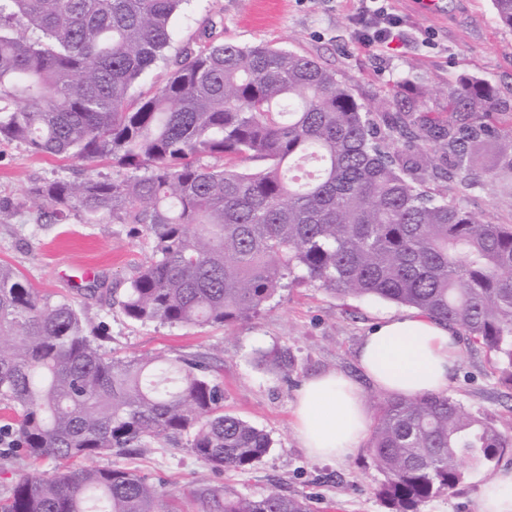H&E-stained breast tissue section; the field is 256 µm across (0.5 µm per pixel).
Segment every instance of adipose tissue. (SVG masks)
Wrapping results in <instances>:
<instances>
[{"label": "adipose tissue", "mask_w": 512, "mask_h": 512, "mask_svg": "<svg viewBox=\"0 0 512 512\" xmlns=\"http://www.w3.org/2000/svg\"><path fill=\"white\" fill-rule=\"evenodd\" d=\"M459 338L419 310L384 317L367 332L357 353L362 381L338 372L312 377L300 388L295 428L306 454L344 460L356 453L371 425L364 384L414 398L447 392ZM478 512H512V467L483 483Z\"/></svg>", "instance_id": "adipose-tissue-1"}]
</instances>
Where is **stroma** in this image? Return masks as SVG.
<instances>
[{
	"label": "stroma",
	"mask_w": 512,
	"mask_h": 512,
	"mask_svg": "<svg viewBox=\"0 0 512 512\" xmlns=\"http://www.w3.org/2000/svg\"><path fill=\"white\" fill-rule=\"evenodd\" d=\"M391 4L409 27L390 47L374 49L358 45L352 36L349 17L356 0H186L172 22L164 59L140 76L130 95H149L165 83L210 25L220 42L269 44L319 59L372 112L389 93L404 97L414 86L423 90L428 108H444L449 92L465 78L489 83L498 100L512 105V28L498 24L492 0H445L446 10L438 17L423 13L417 0ZM86 174L121 180L130 172L107 160H62L0 143V200L15 205L8 222L0 224V261L20 270L41 293L67 297L91 320L105 321L108 349L208 361L224 383L225 411L272 439L268 454L244 473L209 469L187 447L112 454L91 459V466L164 481L177 495L181 512H197L191 492L202 483L255 497L276 484L285 493L310 497L315 512H387L375 496L382 476L367 449L335 462L311 459L296 436L293 410L300 386L312 376L338 371L360 378L355 360L360 341L382 317L401 313V306L376 297L340 298L303 285L282 291L259 315L222 326L130 321L111 300L149 260L152 239L132 234L126 224H87L75 215L60 224L40 223L23 203L33 182ZM431 189L462 200L486 221L512 224V211L495 205L500 183L491 168H484L477 185L436 181ZM93 284L98 287L94 293L89 290ZM275 346L292 357L287 373L268 371L256 360L257 350ZM448 393L500 430L512 425V383L482 347L461 341ZM484 476V470L469 471L454 493L430 500L422 512H477Z\"/></svg>",
	"instance_id": "stroma-1"
}]
</instances>
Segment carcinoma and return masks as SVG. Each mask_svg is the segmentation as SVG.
Masks as SVG:
<instances>
[{"label": "carcinoma", "mask_w": 512, "mask_h": 512, "mask_svg": "<svg viewBox=\"0 0 512 512\" xmlns=\"http://www.w3.org/2000/svg\"><path fill=\"white\" fill-rule=\"evenodd\" d=\"M183 2L0 0V142L142 172L35 182L38 220L109 218L151 237L118 301L141 324L222 326L317 282L417 308L512 370V225L427 188L477 184L489 143L498 202L512 209V125L494 118L503 108L488 83L462 80L446 122L413 104L380 124L317 60L210 38L152 95L131 98L165 57ZM306 158L316 173L288 175ZM105 340L70 300L0 263V405L11 412L0 442L62 461L185 445L236 472L268 454L269 434L224 413L207 362L123 356ZM258 359L291 365L285 348ZM511 447V433L450 395H387L367 445L383 475L375 495L389 512H421L464 481V465L492 472ZM166 494L128 470L62 466L20 475L0 512H161ZM193 498L200 512H311L276 486L247 497L199 485Z\"/></svg>", "instance_id": "carcinoma-1"}]
</instances>
